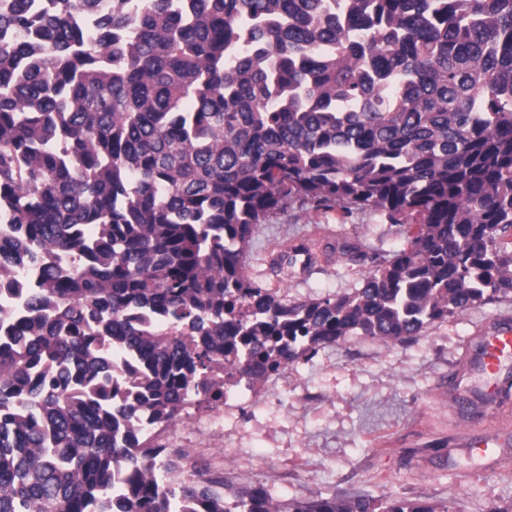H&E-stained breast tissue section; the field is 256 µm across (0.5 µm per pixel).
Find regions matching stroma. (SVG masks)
<instances>
[{
    "mask_svg": "<svg viewBox=\"0 0 512 512\" xmlns=\"http://www.w3.org/2000/svg\"><path fill=\"white\" fill-rule=\"evenodd\" d=\"M405 227L374 209L291 200L257 225L242 257L246 275L289 301L360 287L377 264L406 245ZM307 241L310 269L284 274L277 252ZM512 323V296L434 323L404 343L355 337L291 364L268 395L213 418L194 405L177 427L183 472L208 459L213 471L266 468L258 480L280 503L362 495L451 506L453 512L512 507V420L501 447L482 457L461 442L495 427L488 408L466 413L474 376L450 381L473 339L491 323Z\"/></svg>",
    "mask_w": 512,
    "mask_h": 512,
    "instance_id": "1",
    "label": "stroma"
}]
</instances>
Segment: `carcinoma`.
<instances>
[{"mask_svg": "<svg viewBox=\"0 0 512 512\" xmlns=\"http://www.w3.org/2000/svg\"><path fill=\"white\" fill-rule=\"evenodd\" d=\"M294 198L407 246L290 302L241 257ZM0 216V283L38 271L0 338V512H450L187 482L126 420L220 403L228 357L274 373L512 296V0H0Z\"/></svg>", "mask_w": 512, "mask_h": 512, "instance_id": "obj_1", "label": "carcinoma"}]
</instances>
